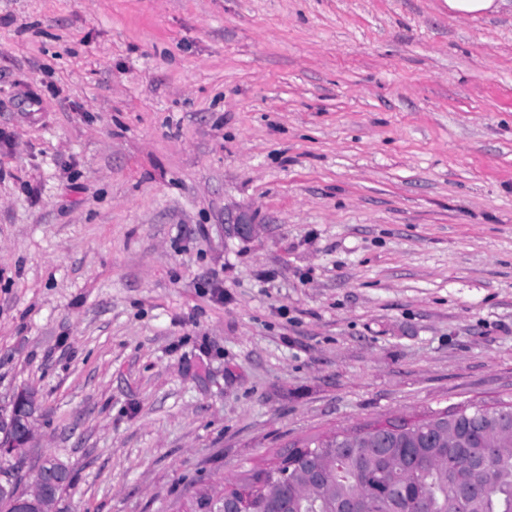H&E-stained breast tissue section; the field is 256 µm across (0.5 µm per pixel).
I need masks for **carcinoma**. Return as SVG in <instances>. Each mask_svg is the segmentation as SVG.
<instances>
[{"instance_id":"1","label":"carcinoma","mask_w":512,"mask_h":512,"mask_svg":"<svg viewBox=\"0 0 512 512\" xmlns=\"http://www.w3.org/2000/svg\"><path fill=\"white\" fill-rule=\"evenodd\" d=\"M489 408L472 404L456 411L460 423L485 420ZM498 417L506 432L488 441L476 440L469 447L449 444L429 448L431 425H448V412L428 416L425 423L402 433L387 435L388 452L410 462L403 469L385 464L375 448L346 445L339 435L318 436L300 448H290L277 464L254 472L243 485L228 489L242 499L247 512H270V487L278 473L286 470L297 480L281 484L280 494L295 497L296 512H338L346 501L365 500L366 512H392L400 500L403 512H448V500L455 489L448 483L450 473L463 476L470 469L471 455L491 457L488 491L480 492L473 512H512V406L498 405Z\"/></svg>"}]
</instances>
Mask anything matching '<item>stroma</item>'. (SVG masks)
Masks as SVG:
<instances>
[{"label":"stroma","instance_id":"obj_1","mask_svg":"<svg viewBox=\"0 0 512 512\" xmlns=\"http://www.w3.org/2000/svg\"><path fill=\"white\" fill-rule=\"evenodd\" d=\"M24 389L20 486L64 462L62 512L512 403V6L0 0V410ZM448 11L455 16H479L498 12L506 0H444ZM254 217L248 212H240L235 217L226 220V224L231 228L233 233L241 238L255 237L259 231L261 224H254Z\"/></svg>","mask_w":512,"mask_h":512}]
</instances>
